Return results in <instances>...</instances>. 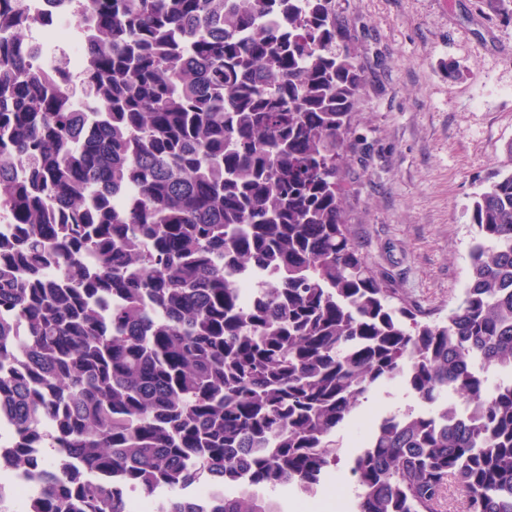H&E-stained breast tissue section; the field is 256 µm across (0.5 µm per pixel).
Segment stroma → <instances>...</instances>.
<instances>
[{
    "instance_id": "35a3bbf8",
    "label": "stroma",
    "mask_w": 512,
    "mask_h": 512,
    "mask_svg": "<svg viewBox=\"0 0 512 512\" xmlns=\"http://www.w3.org/2000/svg\"><path fill=\"white\" fill-rule=\"evenodd\" d=\"M365 86L342 195L351 240L399 298L448 312L465 286L482 183L512 168V11L497 0H336ZM356 433L319 496L352 487Z\"/></svg>"
}]
</instances>
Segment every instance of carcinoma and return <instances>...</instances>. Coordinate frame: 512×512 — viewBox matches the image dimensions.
<instances>
[{"label":"carcinoma","mask_w":512,"mask_h":512,"mask_svg":"<svg viewBox=\"0 0 512 512\" xmlns=\"http://www.w3.org/2000/svg\"><path fill=\"white\" fill-rule=\"evenodd\" d=\"M0 0V419L25 512H281L378 387L351 512H512V172L477 196L459 303L409 307L350 239L364 85L334 0H82L85 97ZM57 272L48 276L45 269ZM273 273L251 305L231 277ZM26 356L23 369L3 371ZM40 456L29 455L32 447ZM221 486L202 502L201 481ZM121 482L126 493L112 484Z\"/></svg>","instance_id":"obj_1"}]
</instances>
